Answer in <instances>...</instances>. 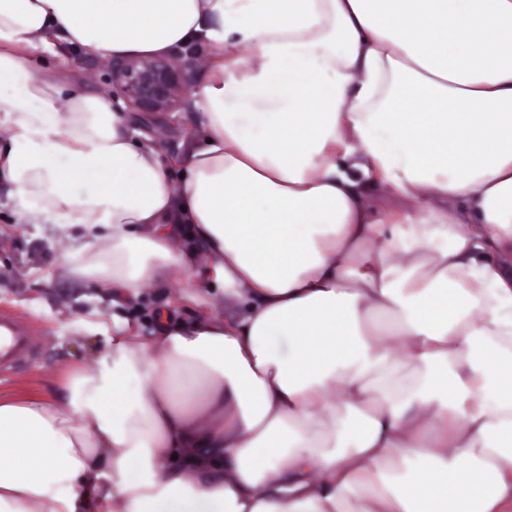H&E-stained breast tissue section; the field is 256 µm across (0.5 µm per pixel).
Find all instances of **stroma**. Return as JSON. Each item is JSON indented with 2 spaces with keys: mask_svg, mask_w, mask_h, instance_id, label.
<instances>
[{
  "mask_svg": "<svg viewBox=\"0 0 512 512\" xmlns=\"http://www.w3.org/2000/svg\"><path fill=\"white\" fill-rule=\"evenodd\" d=\"M42 72L54 74L69 87L94 95L111 96L112 60L76 47L61 46L37 57ZM176 122L153 121L149 143L162 158H175L172 178H179L180 163L199 146L190 103H183ZM81 229L60 234L50 224H29L20 219L10 187L0 183V314L31 329L37 356L9 380H0V396L22 399L59 392L71 371L90 368L104 343L97 327L98 311L111 310L108 294L69 275L65 260L82 243ZM184 271L171 268L161 282L146 286L139 297L122 305L119 313L144 336L156 330V315L163 304H179V316L194 319L199 310L183 299Z\"/></svg>",
  "mask_w": 512,
  "mask_h": 512,
  "instance_id": "35a3bbf8",
  "label": "stroma"
}]
</instances>
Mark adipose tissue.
<instances>
[{
	"label": "adipose tissue",
	"instance_id": "obj_1",
	"mask_svg": "<svg viewBox=\"0 0 512 512\" xmlns=\"http://www.w3.org/2000/svg\"><path fill=\"white\" fill-rule=\"evenodd\" d=\"M200 41L177 182L36 64ZM1 128L18 213L85 231L71 276L176 267L204 313L0 397V512H512V0H0Z\"/></svg>",
	"mask_w": 512,
	"mask_h": 512
}]
</instances>
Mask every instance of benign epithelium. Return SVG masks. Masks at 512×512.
I'll list each match as a JSON object with an SVG mask.
<instances>
[{
  "label": "benign epithelium",
  "mask_w": 512,
  "mask_h": 512,
  "mask_svg": "<svg viewBox=\"0 0 512 512\" xmlns=\"http://www.w3.org/2000/svg\"><path fill=\"white\" fill-rule=\"evenodd\" d=\"M112 81V97L123 100L129 111L143 113V128L154 115L171 116L189 92L179 71L160 56L113 61Z\"/></svg>",
  "instance_id": "benign-epithelium-1"
}]
</instances>
